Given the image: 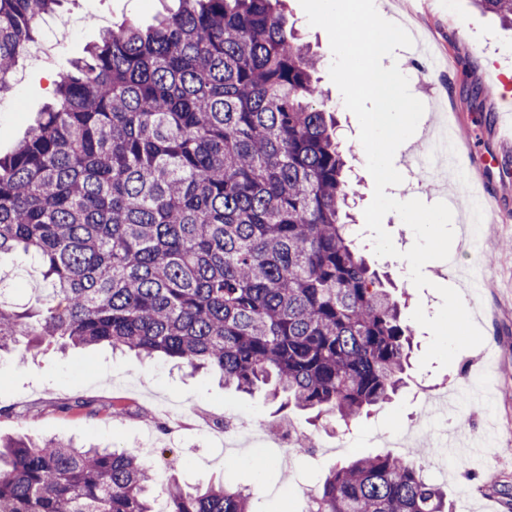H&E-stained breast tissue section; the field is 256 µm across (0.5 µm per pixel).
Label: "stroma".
Returning <instances> with one entry per match:
<instances>
[{"instance_id": "stroma-1", "label": "stroma", "mask_w": 512, "mask_h": 512, "mask_svg": "<svg viewBox=\"0 0 512 512\" xmlns=\"http://www.w3.org/2000/svg\"><path fill=\"white\" fill-rule=\"evenodd\" d=\"M177 6V0H63L56 14L73 18L71 29L58 32L44 24L36 40L57 42L51 64L57 68L83 56L107 26L130 21L145 28ZM284 14L321 60L315 77L327 110L334 112L339 122L346 168L357 189L352 213L356 222H363L374 185L358 140V120L345 107L329 76L333 60L329 37L324 29L309 25L299 0H284ZM382 14L393 22L407 20L438 53L450 58L446 72L424 71L425 52L415 45L396 50L394 57L383 58L382 65H398L409 79L411 93L425 105L415 134L394 156L403 181L388 193L427 204L448 201L456 240L450 261L425 264L423 272L431 285L422 290L411 282L406 261L377 257L369 246L364 253L374 268L389 273L404 317H411L419 306L427 314H435L441 305L436 285L460 289L483 333V344L458 353L449 367L432 364L424 368L420 360L430 334L413 325L409 382L392 403L350 422L346 447L336 448L335 431L318 429V437L330 445V452L295 456L290 469L259 471L250 463L260 447L272 457L281 453L265 427L273 408L264 393L240 394L224 389L209 372L193 373L165 358L143 363L106 345L63 350L46 346L23 365L11 352H0L1 438L24 435L102 447H140L149 442L152 461L161 465L158 480L175 476L182 483L201 487L225 480L252 491L254 512H305V488L319 486L334 465L352 456L382 452L381 443L372 439L374 433L396 436L402 430H413L415 441L399 454L419 460L431 448L466 434L481 443L485 464L467 462L446 472L436 463L427 466L426 475L447 492L454 512H504V496L512 493V452L507 449L512 440L502 434L504 422L512 421V250L503 246L504 241L512 240V151H503L499 143L496 130L503 103L497 92L491 91L485 70L494 67L512 75V29L495 15L480 14L470 0H388ZM48 67L23 56L17 67L24 75L23 83L0 92L1 157L26 136L38 112L52 103L54 86L48 81ZM451 118L462 131L461 146L468 151L472 178L486 186L497 205L493 230L485 234V248L477 255L460 244L466 229L463 217L472 206L470 197L449 185L416 182L408 166L412 151ZM488 155L497 156V166L485 165ZM475 264L485 266L491 274L489 288L478 296L467 289L465 280L466 270ZM0 269L8 271L12 279L9 302L19 307L34 304L44 285L40 271L29 263L17 264L9 256L0 258ZM420 378L451 399L462 386L480 378L489 398L473 404L466 414L451 409L440 417L417 399L415 382ZM116 403L122 406L117 415L112 412ZM201 412L214 420L230 414L246 421L254 431L253 440L238 448L210 441L198 423Z\"/></svg>"}]
</instances>
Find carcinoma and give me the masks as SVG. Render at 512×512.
Instances as JSON below:
<instances>
[{"label": "carcinoma", "instance_id": "cac0c4a2", "mask_svg": "<svg viewBox=\"0 0 512 512\" xmlns=\"http://www.w3.org/2000/svg\"><path fill=\"white\" fill-rule=\"evenodd\" d=\"M61 0H0V91ZM57 71L54 102L0 157V258L34 261L32 314L0 300V351L108 344L269 387L347 424L406 384L412 331L356 245L353 194L280 0H179ZM512 25V0H474ZM0 512H252L227 482H156L132 449L0 446ZM308 512H449L416 461L334 466Z\"/></svg>", "mask_w": 512, "mask_h": 512}]
</instances>
